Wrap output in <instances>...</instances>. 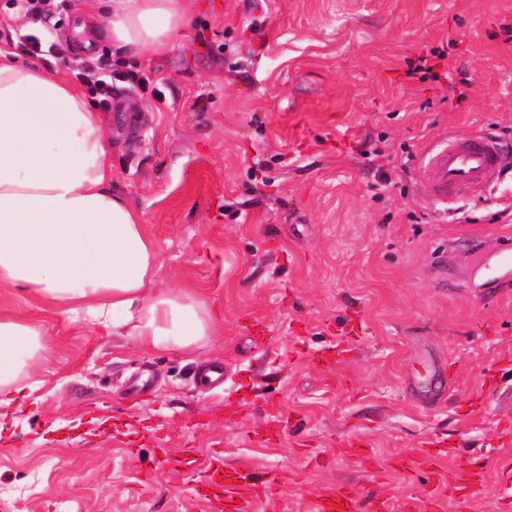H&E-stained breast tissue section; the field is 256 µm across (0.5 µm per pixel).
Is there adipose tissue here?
I'll return each instance as SVG.
<instances>
[{"label":"adipose tissue","instance_id":"obj_1","mask_svg":"<svg viewBox=\"0 0 512 512\" xmlns=\"http://www.w3.org/2000/svg\"><path fill=\"white\" fill-rule=\"evenodd\" d=\"M191 0H89L80 30L114 49L169 52ZM104 119L64 77L0 50V288H20L71 320L189 352L222 325L191 289L158 282L142 212L112 188ZM39 327L0 313V405L41 359Z\"/></svg>","mask_w":512,"mask_h":512}]
</instances>
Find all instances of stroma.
<instances>
[{
    "mask_svg": "<svg viewBox=\"0 0 512 512\" xmlns=\"http://www.w3.org/2000/svg\"><path fill=\"white\" fill-rule=\"evenodd\" d=\"M84 10L37 64L71 80L111 54L81 39ZM511 21L512 0H193L168 54L121 63L139 114L109 127L113 187L143 212L161 283L197 289L224 331L146 350L0 290L45 346L31 397L0 407V512H218L217 459L270 481L258 512H309L330 487L361 512H492L512 457ZM476 133L503 146L501 178L426 198L417 158ZM329 347L335 364L314 363ZM208 362L223 388L195 383ZM467 472L483 487L449 490Z\"/></svg>",
    "mask_w": 512,
    "mask_h": 512,
    "instance_id": "stroma-1",
    "label": "stroma"
}]
</instances>
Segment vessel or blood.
<instances>
[{
  "label": "vessel or blood",
  "mask_w": 512,
  "mask_h": 512,
  "mask_svg": "<svg viewBox=\"0 0 512 512\" xmlns=\"http://www.w3.org/2000/svg\"><path fill=\"white\" fill-rule=\"evenodd\" d=\"M501 157L497 143L482 134L451 137L421 159L419 171L426 196L436 202H447L457 189L469 186L482 188L500 172ZM210 478H223L229 493L230 512H255L259 497L257 488L241 490L232 475L220 468L209 470ZM359 501L355 493L343 488H330L317 495L312 512H358Z\"/></svg>",
  "instance_id": "b4317fda"
}]
</instances>
